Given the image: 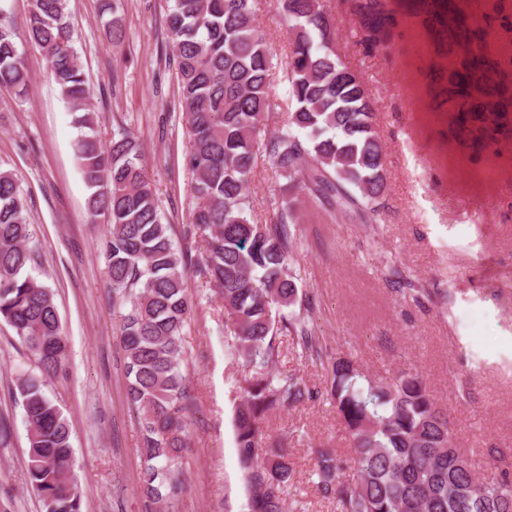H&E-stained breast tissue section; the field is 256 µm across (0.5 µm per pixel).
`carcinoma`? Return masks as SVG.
I'll return each instance as SVG.
<instances>
[{
  "label": "carcinoma",
  "mask_w": 512,
  "mask_h": 512,
  "mask_svg": "<svg viewBox=\"0 0 512 512\" xmlns=\"http://www.w3.org/2000/svg\"><path fill=\"white\" fill-rule=\"evenodd\" d=\"M256 0H173L167 51L175 62L192 175L188 233L203 235L195 260L177 247L138 139L120 125L100 139L93 92L73 47L68 0H30L26 39L45 54L52 77L79 129L76 159L90 193L87 220L105 224L104 254L112 301L126 306L121 339L127 399L137 413L143 460L140 491L175 512L183 491L190 422L185 400L183 330L191 314L190 271L221 295L231 326V351L252 375L234 419L235 443L251 497L249 512H309L302 483L283 444H262L260 422L270 411L325 398L345 426L355 477L341 476L336 451L315 448L314 479L336 512H512V472L478 477L454 444L448 417L422 375L408 370L388 381L367 377L351 358H331L309 323L312 302L299 294L291 262L297 249V198L275 202L271 223L256 224L247 185L259 150L268 153L288 190L331 213L350 212L363 224L379 220L386 188L383 146L374 130V102L364 82L338 57L323 0H277L289 33L290 107L267 134L277 104L271 97L276 52L256 24ZM112 42L125 37L118 6ZM366 39L385 41L397 25L387 0H352ZM416 15L446 47L453 63L439 95L474 148L512 137V72L502 69L487 31L451 0H416ZM18 24L0 6V86L30 95L28 64L16 43ZM26 201L14 173L0 166V319L36 358L38 371L17 376L27 431L31 487L45 512H82L71 476L69 422L46 394L45 376L65 356L50 289L32 275ZM296 338L300 357L319 363L323 389L278 370L279 337Z\"/></svg>",
  "instance_id": "1"
}]
</instances>
